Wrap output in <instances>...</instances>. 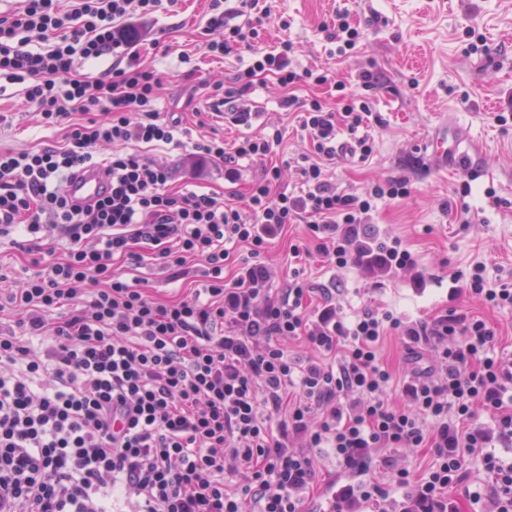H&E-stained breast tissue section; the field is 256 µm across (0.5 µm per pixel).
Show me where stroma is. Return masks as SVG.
Wrapping results in <instances>:
<instances>
[{
	"label": "stroma",
	"mask_w": 512,
	"mask_h": 512,
	"mask_svg": "<svg viewBox=\"0 0 512 512\" xmlns=\"http://www.w3.org/2000/svg\"><path fill=\"white\" fill-rule=\"evenodd\" d=\"M211 0H178L170 10L156 13L138 25L134 53L139 62L162 76L158 108L163 116H178L193 138L234 139L258 132L263 125L279 126L283 139L277 157L297 160L308 152L292 115L282 112L281 88L265 78L252 89V107L259 122L249 126L229 123L223 111L213 110L207 87L233 77L247 65L250 54L226 58L206 54L211 34L207 22ZM271 17L260 30L264 45L292 43L295 70L321 69L335 73L349 90H357L359 74L381 72L383 85L369 94L373 118L357 133L336 126L337 142H375L369 159L352 152L336 157L329 180L338 191L359 194L388 179L405 180L411 194L382 199L369 219L380 234L399 238L413 253L427 280L417 291L411 274L397 278L365 276L358 268L335 270L320 256L291 258L292 245L307 240L306 226H289L264 259L283 284L294 269L312 282L338 284L337 301L344 322H351L366 307L388 309L416 320H432L444 311L450 278L469 272L473 264L486 266V277L497 281L512 276V125L500 126L496 113L512 102V0H268ZM363 33L346 57L331 54L324 29L337 13ZM483 38L484 53H469L476 38ZM0 147L38 149L62 142V127H45L26 101L21 86L7 85L0 94ZM454 132L464 141L466 156L451 166L429 159L421 145ZM137 154L166 166L176 188L184 186L216 194L243 206L249 184L262 162H235V176L223 163L199 161L191 145H140ZM495 198H487L486 189ZM202 266L187 276L174 277L158 261L145 260L129 270L144 287L170 298L193 288L202 278ZM458 310L489 321L499 334L498 351L512 355V311L484 307L481 300L460 295Z\"/></svg>",
	"instance_id": "1"
}]
</instances>
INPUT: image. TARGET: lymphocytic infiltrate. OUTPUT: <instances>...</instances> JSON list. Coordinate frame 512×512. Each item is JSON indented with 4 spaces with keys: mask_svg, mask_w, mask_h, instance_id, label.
I'll list each match as a JSON object with an SVG mask.
<instances>
[{
    "mask_svg": "<svg viewBox=\"0 0 512 512\" xmlns=\"http://www.w3.org/2000/svg\"><path fill=\"white\" fill-rule=\"evenodd\" d=\"M175 0H23L0 14V80L22 85L44 126L64 125L62 145L0 149V236L17 235L34 271L10 300L18 317L0 327V501L9 512H450V491L471 457L488 480L471 492L480 512H512V462L492 444L512 447V360L496 353L493 327L446 309L431 321L363 310L337 314L331 289L308 308L311 289L293 279L273 287L258 258L290 224L302 221L317 252L336 269L369 274L414 269L399 239L371 244L359 228L376 200L404 198L407 182L389 180L354 195L337 191L324 163L336 156V118L357 131L370 116L329 73L291 68V44L256 48L259 29L240 16L259 0L210 17L222 30L209 55L251 50L245 68L215 84L213 107L245 112L256 81L275 77L283 111L296 113L316 156L298 167L304 194L288 193L285 170L263 168L249 187L251 216L214 194L171 190L163 166L127 152L130 144H169L176 123L158 109L162 77L136 62L99 77L78 63L124 56L134 21ZM330 86L341 112L299 99L298 83ZM280 132L245 135L225 148L212 139L196 155L227 163L265 159ZM98 166L109 189L98 200L70 201L60 184ZM64 239L61 259L42 263L45 242ZM156 246L168 267L207 265L206 281L161 302L122 280L115 262L141 265L140 244ZM247 247L233 281L231 249ZM93 284L87 297L79 288ZM512 310V282L488 287L482 265L448 290ZM404 340L414 369L394 386L380 349ZM304 339L306 354L292 352ZM42 350H35L33 341ZM495 426L476 425L477 412ZM393 448H426L420 478L394 474L393 486L368 480ZM327 450L343 476L312 504L315 450Z\"/></svg>",
    "mask_w": 512,
    "mask_h": 512,
    "instance_id": "1",
    "label": "lymphocytic infiltrate"
}]
</instances>
